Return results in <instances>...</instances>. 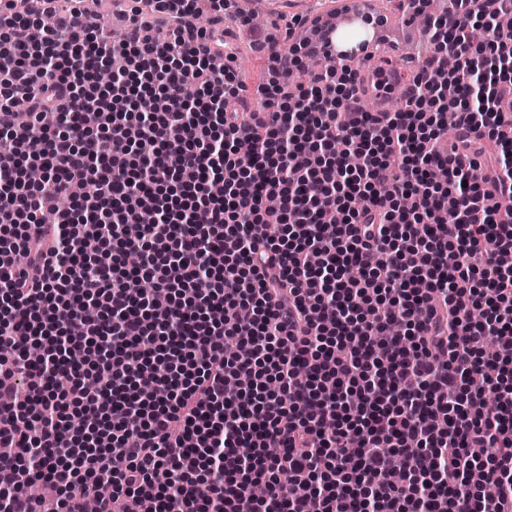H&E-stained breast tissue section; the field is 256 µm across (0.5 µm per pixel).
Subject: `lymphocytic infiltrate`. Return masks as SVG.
Listing matches in <instances>:
<instances>
[{"label": "lymphocytic infiltrate", "instance_id": "1", "mask_svg": "<svg viewBox=\"0 0 512 512\" xmlns=\"http://www.w3.org/2000/svg\"><path fill=\"white\" fill-rule=\"evenodd\" d=\"M452 2L398 110L344 61L290 84L295 15L248 112L224 0L117 40L83 0H0V512L36 482L54 512H512V386L472 383L512 373V0Z\"/></svg>", "mask_w": 512, "mask_h": 512}]
</instances>
